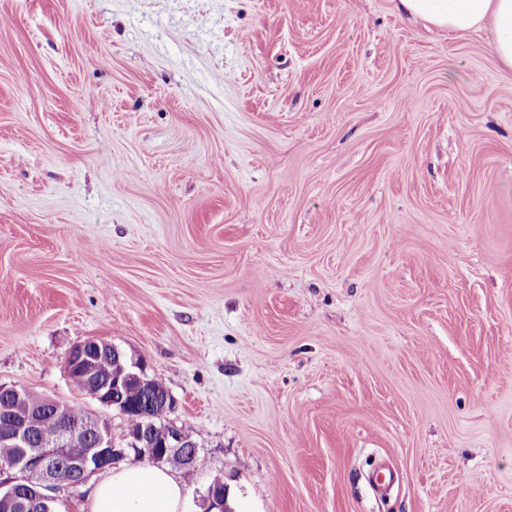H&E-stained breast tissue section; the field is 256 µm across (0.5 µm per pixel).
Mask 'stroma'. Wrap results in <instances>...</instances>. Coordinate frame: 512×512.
Masks as SVG:
<instances>
[{
  "mask_svg": "<svg viewBox=\"0 0 512 512\" xmlns=\"http://www.w3.org/2000/svg\"><path fill=\"white\" fill-rule=\"evenodd\" d=\"M394 0H0V384L198 443L186 512H512V71Z\"/></svg>",
  "mask_w": 512,
  "mask_h": 512,
  "instance_id": "obj_1",
  "label": "stroma"
}]
</instances>
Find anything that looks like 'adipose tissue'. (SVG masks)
Instances as JSON below:
<instances>
[{"label":"adipose tissue","instance_id":"obj_1","mask_svg":"<svg viewBox=\"0 0 512 512\" xmlns=\"http://www.w3.org/2000/svg\"><path fill=\"white\" fill-rule=\"evenodd\" d=\"M397 7L455 34L489 29L496 57L512 70V0H398ZM90 512H184V487L169 467L122 462L94 486Z\"/></svg>","mask_w":512,"mask_h":512}]
</instances>
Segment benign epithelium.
<instances>
[{
	"label": "benign epithelium",
	"mask_w": 512,
	"mask_h": 512,
	"mask_svg": "<svg viewBox=\"0 0 512 512\" xmlns=\"http://www.w3.org/2000/svg\"><path fill=\"white\" fill-rule=\"evenodd\" d=\"M100 350V341L84 340L74 345L66 356V370L73 381L87 395L103 405L126 415L128 406L122 397L130 383L143 389L142 410H149L157 401V394L148 386L143 365L135 362L118 376L102 381L89 368L91 355ZM127 447L152 461L163 459V454L177 451L187 467L196 465L199 446L183 428L171 422L162 428L146 424L126 433ZM0 441H12L26 449L25 455L9 468L12 476L0 481V490L13 500L17 509L28 508L25 494L28 484L38 479L44 490L41 501H52L49 492L64 485L78 495L94 473L104 470L125 456L124 448L116 445L108 423L102 421L73 424L63 420L53 433H46L39 424V412L23 418L4 412L0 421Z\"/></svg>",
	"instance_id": "benign-epithelium-1"
}]
</instances>
